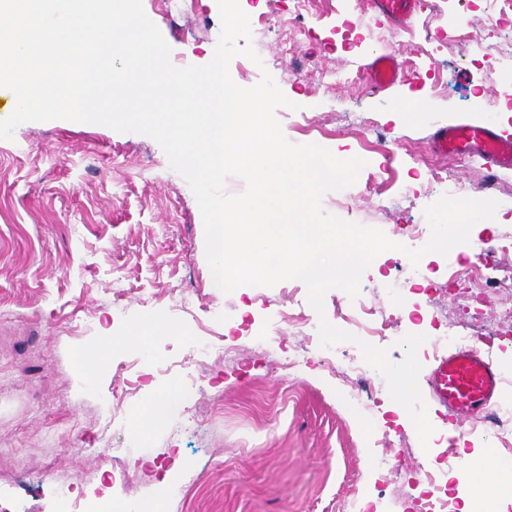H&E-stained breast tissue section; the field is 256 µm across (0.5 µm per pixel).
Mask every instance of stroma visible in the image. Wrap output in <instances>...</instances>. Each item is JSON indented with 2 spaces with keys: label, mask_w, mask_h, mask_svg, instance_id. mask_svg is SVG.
Wrapping results in <instances>:
<instances>
[{
  "label": "stroma",
  "mask_w": 512,
  "mask_h": 512,
  "mask_svg": "<svg viewBox=\"0 0 512 512\" xmlns=\"http://www.w3.org/2000/svg\"><path fill=\"white\" fill-rule=\"evenodd\" d=\"M248 2L252 47L291 102L275 111L284 137L304 144L309 114L337 158L360 152L362 127L387 142L355 183L321 201L326 214L397 244L371 260L358 301L381 304L384 288L406 274V249L423 252L417 292L398 298L373 346L397 364L400 339L426 335L418 350L425 377L444 354L440 337L468 310H499L471 326L476 336L512 328V309L498 305L508 291L496 285L512 269V172L498 177L494 218L471 229L481 253L465 244L428 253V236L410 231L440 199L430 169L475 188L485 181L480 159L433 151L437 129L476 116L512 132V28L496 26L497 0H427L399 25L377 17L372 0L358 14L353 0ZM142 4L175 66L211 60L221 31L216 0H180L174 10ZM291 35L295 57L281 52ZM391 48L398 82L371 92L366 67ZM340 71L351 83L330 81ZM452 256L464 274L483 264L487 284L450 287ZM210 274L196 198L150 137L50 120L0 139V512H56L63 482L93 494L110 448L123 451L113 493L161 501L162 512H349L354 500L364 512H429L430 471L447 478L456 510L467 502L512 512V493L484 498L472 481L486 448L504 454L493 446L492 420L456 426L428 406L434 431L424 444L374 377L328 367L320 320L356 330L337 317L336 290L319 314L302 281L224 295L212 291ZM296 308L306 325L287 318L267 347L255 345L271 313ZM145 321L165 330L152 338L159 366L142 378V400L183 383L196 391L168 436L141 435L134 415L107 405L131 377L129 331ZM195 335L224 347L230 361H198ZM108 338L111 357L85 371L78 355Z\"/></svg>",
  "instance_id": "obj_1"
}]
</instances>
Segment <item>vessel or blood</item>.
I'll return each mask as SVG.
<instances>
[{
    "label": "vessel or blood",
    "mask_w": 512,
    "mask_h": 512,
    "mask_svg": "<svg viewBox=\"0 0 512 512\" xmlns=\"http://www.w3.org/2000/svg\"><path fill=\"white\" fill-rule=\"evenodd\" d=\"M386 22L398 23L401 16L416 8L420 0H374ZM397 70L393 52L375 56L369 65L368 87L382 92L395 84ZM437 150L483 160L488 172L512 171V134L480 123H454L440 127L433 137ZM498 367L486 360L478 347L458 349L437 360L429 386L434 400L457 422H465L488 412L500 389Z\"/></svg>",
    "instance_id": "b4317fda"
}]
</instances>
